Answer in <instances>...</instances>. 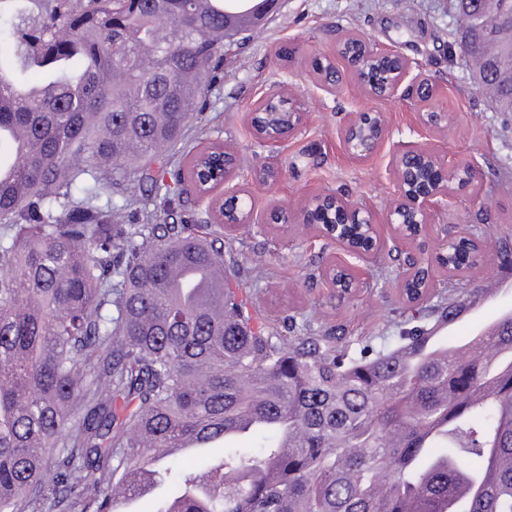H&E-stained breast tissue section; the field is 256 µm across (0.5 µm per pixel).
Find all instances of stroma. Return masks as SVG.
I'll use <instances>...</instances> for the list:
<instances>
[{"label":"stroma","mask_w":512,"mask_h":512,"mask_svg":"<svg viewBox=\"0 0 512 512\" xmlns=\"http://www.w3.org/2000/svg\"><path fill=\"white\" fill-rule=\"evenodd\" d=\"M351 32L396 51L412 73L430 80L432 97L370 98L340 55ZM463 37L456 0H278L260 29L225 43L204 119L190 131L191 141L215 142L235 155L237 174L230 185L250 196L255 222L226 227L197 201L162 213L160 222L194 224L199 232L232 239V250L224 254L226 273L251 295L270 334L285 336L289 325H303L317 335L346 336L356 350L377 348L394 343L410 315L400 296L408 246L380 226L382 250L357 268L356 291L339 298L322 271L341 261V251L299 224L297 216L311 196L326 189L385 213L395 198V142L434 147L448 166L479 167L481 200L473 202L471 190L455 191L447 214L429 227L428 239L466 227L483 239L484 259L459 279L434 268L431 300L460 287L506 285L455 323V339L474 336L478 324L512 311V268L497 254L499 239L512 237V115L497 111L475 83L460 50ZM325 59L339 72L332 93L318 86L315 64ZM273 90L298 101L303 122L281 143L267 145L252 129L250 116ZM366 108L385 113L387 131L358 161L342 145V128ZM429 112L445 113L446 122L425 125L421 117ZM267 166L280 169L277 181L263 180L260 171Z\"/></svg>","instance_id":"stroma-1"}]
</instances>
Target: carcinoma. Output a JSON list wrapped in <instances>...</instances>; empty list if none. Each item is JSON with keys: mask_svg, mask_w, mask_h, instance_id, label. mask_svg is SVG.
Segmentation results:
<instances>
[{"mask_svg": "<svg viewBox=\"0 0 512 512\" xmlns=\"http://www.w3.org/2000/svg\"><path fill=\"white\" fill-rule=\"evenodd\" d=\"M22 2L0 38V130L32 142L0 136V512H114L158 462L180 485L162 512H512V314L469 355L435 341L486 293L409 297L417 325L355 352L254 326L227 278L172 280L224 267L223 239L157 224L149 202L204 178L176 149L259 0ZM485 2L466 56L511 113L512 3ZM135 205L146 223H121ZM479 259L462 240L437 262L459 276ZM258 417L273 423L238 447ZM193 437L224 445L199 473L169 452ZM461 483L478 494L453 507Z\"/></svg>", "mask_w": 512, "mask_h": 512, "instance_id": "1", "label": "carcinoma"}]
</instances>
